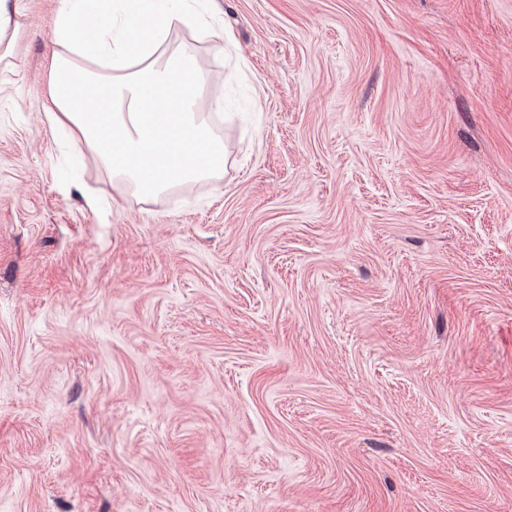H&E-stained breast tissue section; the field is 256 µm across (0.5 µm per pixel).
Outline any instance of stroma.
Here are the masks:
<instances>
[{
    "label": "stroma",
    "instance_id": "1",
    "mask_svg": "<svg viewBox=\"0 0 512 512\" xmlns=\"http://www.w3.org/2000/svg\"><path fill=\"white\" fill-rule=\"evenodd\" d=\"M0 64V512H512V0H216L228 164L128 203Z\"/></svg>",
    "mask_w": 512,
    "mask_h": 512
}]
</instances>
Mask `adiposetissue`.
Returning a JSON list of instances; mask_svg holds the SVG:
<instances>
[{"label":"adipose tissue","mask_w":512,"mask_h":512,"mask_svg":"<svg viewBox=\"0 0 512 512\" xmlns=\"http://www.w3.org/2000/svg\"><path fill=\"white\" fill-rule=\"evenodd\" d=\"M182 26L201 41L214 35L190 0H68L55 21L53 119L127 199L153 200L226 170L224 139L210 122L224 103L207 96L212 75L195 50L171 40Z\"/></svg>","instance_id":"adipose-tissue-1"}]
</instances>
